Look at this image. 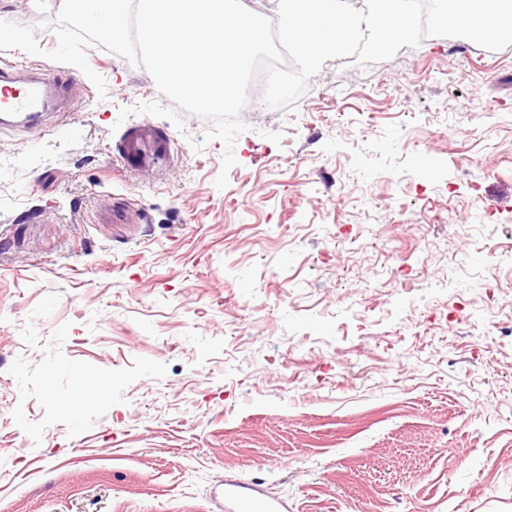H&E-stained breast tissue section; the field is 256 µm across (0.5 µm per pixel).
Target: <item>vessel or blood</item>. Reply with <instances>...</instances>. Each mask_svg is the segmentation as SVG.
Segmentation results:
<instances>
[{
	"mask_svg": "<svg viewBox=\"0 0 512 512\" xmlns=\"http://www.w3.org/2000/svg\"><path fill=\"white\" fill-rule=\"evenodd\" d=\"M69 76L48 72L46 66H23L0 61V112L23 116L30 127H37L44 113L53 111L64 101ZM121 161L137 166L162 169L172 162L170 146L156 127L142 125L130 132L118 151ZM227 512H282L281 503L264 500L247 487L227 484L224 492Z\"/></svg>",
	"mask_w": 512,
	"mask_h": 512,
	"instance_id": "b4317fda",
	"label": "vessel or blood"
}]
</instances>
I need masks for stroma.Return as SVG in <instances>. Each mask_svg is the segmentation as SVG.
Segmentation results:
<instances>
[{
  "label": "stroma",
  "instance_id": "stroma-1",
  "mask_svg": "<svg viewBox=\"0 0 512 512\" xmlns=\"http://www.w3.org/2000/svg\"><path fill=\"white\" fill-rule=\"evenodd\" d=\"M61 0H0L56 45ZM0 132V512H512V45L323 65L226 147L97 47ZM173 162L123 169L143 122ZM237 163L214 181L226 150ZM121 224L95 221L98 204ZM252 492L256 491L237 483L226 484L223 492L225 509L230 512L283 511L282 509H284V506L281 503L261 499Z\"/></svg>",
  "mask_w": 512,
  "mask_h": 512
}]
</instances>
